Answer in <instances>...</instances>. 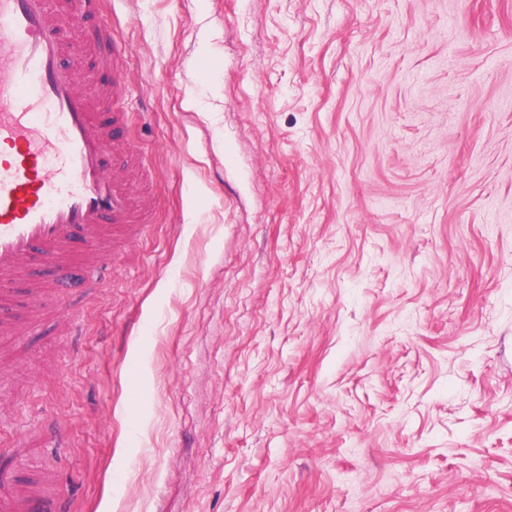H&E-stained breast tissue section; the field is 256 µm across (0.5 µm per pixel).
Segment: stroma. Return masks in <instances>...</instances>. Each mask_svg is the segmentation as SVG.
<instances>
[{
	"instance_id": "35a3bbf8",
	"label": "stroma",
	"mask_w": 512,
	"mask_h": 512,
	"mask_svg": "<svg viewBox=\"0 0 512 512\" xmlns=\"http://www.w3.org/2000/svg\"><path fill=\"white\" fill-rule=\"evenodd\" d=\"M152 222L0 349L60 512H512V0H100Z\"/></svg>"
}]
</instances>
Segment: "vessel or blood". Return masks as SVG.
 Masks as SVG:
<instances>
[{"mask_svg": "<svg viewBox=\"0 0 512 512\" xmlns=\"http://www.w3.org/2000/svg\"><path fill=\"white\" fill-rule=\"evenodd\" d=\"M107 28L65 26L54 0H0V341L16 336L15 288L30 311L105 267L107 242H132L150 223L144 176L106 174L124 115L118 83L97 103L64 59ZM55 500L0 473V512H56Z\"/></svg>", "mask_w": 512, "mask_h": 512, "instance_id": "vessel-or-blood-1", "label": "vessel or blood"}]
</instances>
